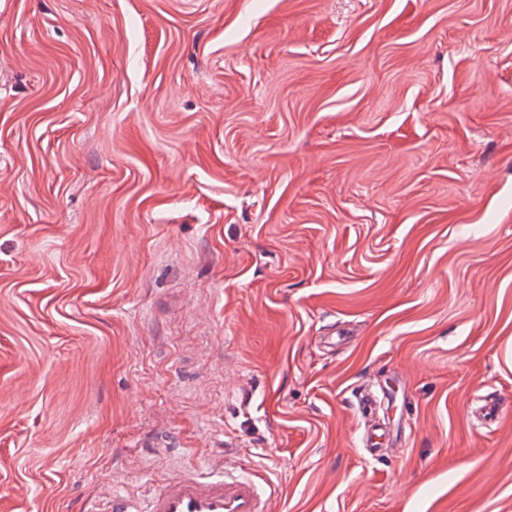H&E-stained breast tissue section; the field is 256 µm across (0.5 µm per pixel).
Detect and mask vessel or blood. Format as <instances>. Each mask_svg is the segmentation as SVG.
Masks as SVG:
<instances>
[{"mask_svg": "<svg viewBox=\"0 0 512 512\" xmlns=\"http://www.w3.org/2000/svg\"><path fill=\"white\" fill-rule=\"evenodd\" d=\"M276 496L259 477L238 473L228 455L205 471H179L161 489L133 498L116 493L105 512H275Z\"/></svg>", "mask_w": 512, "mask_h": 512, "instance_id": "b4317fda", "label": "vessel or blood"}]
</instances>
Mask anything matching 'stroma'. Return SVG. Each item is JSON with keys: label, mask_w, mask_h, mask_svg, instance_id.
I'll list each match as a JSON object with an SVG mask.
<instances>
[{"label": "stroma", "mask_w": 512, "mask_h": 512, "mask_svg": "<svg viewBox=\"0 0 512 512\" xmlns=\"http://www.w3.org/2000/svg\"><path fill=\"white\" fill-rule=\"evenodd\" d=\"M225 444L512 512V0H0V512Z\"/></svg>", "instance_id": "1"}]
</instances>
